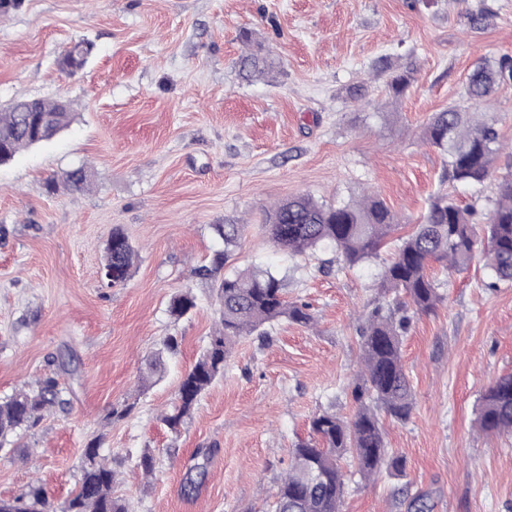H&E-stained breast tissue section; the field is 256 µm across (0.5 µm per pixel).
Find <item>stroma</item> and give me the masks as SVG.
<instances>
[{
    "label": "stroma",
    "mask_w": 512,
    "mask_h": 512,
    "mask_svg": "<svg viewBox=\"0 0 512 512\" xmlns=\"http://www.w3.org/2000/svg\"><path fill=\"white\" fill-rule=\"evenodd\" d=\"M487 12L480 28L470 13ZM94 46L80 71L59 70L72 42ZM269 74L245 77L242 56ZM512 57V0H23L0 16V111L23 98L63 100L75 118L54 138L0 164V398L54 371L62 403L17 447L0 451V498L43 484L52 508L76 488L82 450L120 474L129 512H271L291 450L314 415L350 417L359 326L382 296L380 262L335 253L292 257L260 228L263 211L308 194L337 203L375 192L411 232L440 188L441 157L422 140L432 113L457 101L468 75ZM409 70L392 98V73ZM365 86L352 100L348 90ZM496 115L512 162V83L480 106ZM90 189L50 191L78 166ZM247 224L229 267L268 268L311 327L288 321L242 337L190 421L171 433L181 376L218 320L195 271L224 250L218 224ZM121 227L138 257L125 285L101 282L106 241ZM444 296L415 315L402 355L414 392L404 422L384 420L404 460L367 483L346 481L340 512H512V436L478 431L481 392L512 374V283L488 287L482 261L438 271ZM189 290L196 307L169 312ZM179 348L161 381L141 387L168 337ZM72 360L76 373L62 370ZM132 404L123 418L114 407ZM152 451L155 471L138 467ZM205 476L194 493L184 480Z\"/></svg>",
    "instance_id": "35a3bbf8"
}]
</instances>
